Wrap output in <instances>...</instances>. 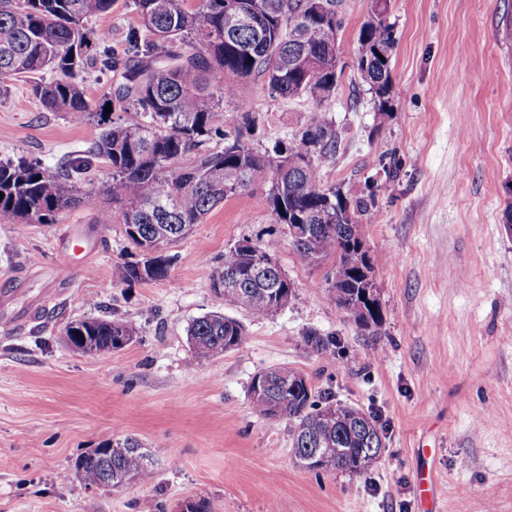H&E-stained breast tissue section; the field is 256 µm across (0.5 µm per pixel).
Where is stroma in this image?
<instances>
[{"label":"stroma","instance_id":"stroma-1","mask_svg":"<svg viewBox=\"0 0 512 512\" xmlns=\"http://www.w3.org/2000/svg\"><path fill=\"white\" fill-rule=\"evenodd\" d=\"M373 0H341L336 51L344 72L326 104L339 134L323 184L367 199L364 227L381 305L363 329L328 293L325 267L286 245L265 194L253 187L214 207L183 239L160 281L118 283L131 252L97 210L54 224L0 215V512H512V0H386L392 31L389 116L378 122L358 70V34ZM118 60L127 36L149 39L129 0L90 19ZM27 76L0 92V159L57 169L97 137L96 123L47 111ZM268 124L262 148L308 123V98L242 85ZM281 239L277 260L295 294L245 328L235 349L196 357L187 327L214 311L211 274L242 238ZM138 331L123 349L87 357L65 324L91 315ZM334 341L320 355L307 331ZM287 366L333 402L378 416L385 448L361 475L312 471L293 458L288 424L258 415L249 386ZM138 438L153 451L146 482L86 489L75 460ZM426 476L427 494L417 480Z\"/></svg>","mask_w":512,"mask_h":512}]
</instances>
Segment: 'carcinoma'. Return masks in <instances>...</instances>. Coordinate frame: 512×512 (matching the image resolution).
I'll return each instance as SVG.
<instances>
[{"instance_id":"obj_1","label":"carcinoma","mask_w":512,"mask_h":512,"mask_svg":"<svg viewBox=\"0 0 512 512\" xmlns=\"http://www.w3.org/2000/svg\"><path fill=\"white\" fill-rule=\"evenodd\" d=\"M132 0L152 39L136 34L129 41L133 55L121 66L113 57L110 37L86 27L88 19L112 11V0H0V90L20 74L50 72L55 78L33 85V94L50 112H65L78 123L93 120L98 138L85 156L69 168L53 172L37 162L0 159V215L25 224H54L64 210L95 203L102 195L98 222L122 226L138 259L117 267L122 283L159 281L167 277L171 257L160 247L182 238L216 205L261 180L277 224H310L312 230L288 244L306 264L316 267L329 259L346 279L329 283L336 306L347 310L355 302L358 273L373 266L364 246L363 225L371 223L368 202H349L341 192L322 185L323 169L336 156L339 136L326 110L286 140L264 150L252 145L266 116L253 111L240 96V82L261 78L274 97H306L322 104L336 91L341 70L336 64V39L341 28L338 0H327L328 16L313 17V0ZM358 69L374 94L380 120L388 116L392 46L383 14L374 13L359 30ZM196 43L192 53L177 45ZM386 61H381V58ZM123 68V82L102 103L91 101L80 73L87 68ZM218 75L232 80L214 90ZM235 99L240 120L233 132L219 122L221 102ZM116 102L135 112L134 123L107 120L105 106ZM224 141L220 149L206 143ZM112 169V184L99 193L86 187L92 159ZM280 243L268 239L246 250L235 243L212 274L216 307L224 305V278L236 277L235 306L255 317L272 315L286 303L264 295L273 287L291 289L281 268H267L265 279L250 269L269 262ZM192 349L200 357L232 350L242 343L244 326L213 311L194 319L187 329ZM66 345H76L88 357L120 349L137 336L127 322L91 317L69 322ZM305 344L318 354L331 352L334 342L314 331ZM266 393L252 398L254 410L269 420L290 426L294 457L308 448L339 449L334 469L363 474L372 466L366 449L384 447L377 420L350 417L348 408L330 398L314 400L300 373L283 367L266 373ZM116 448H97L78 458L74 472L80 483L102 487L106 472L147 481L155 469L153 453L133 437L114 441Z\"/></svg>"}]
</instances>
